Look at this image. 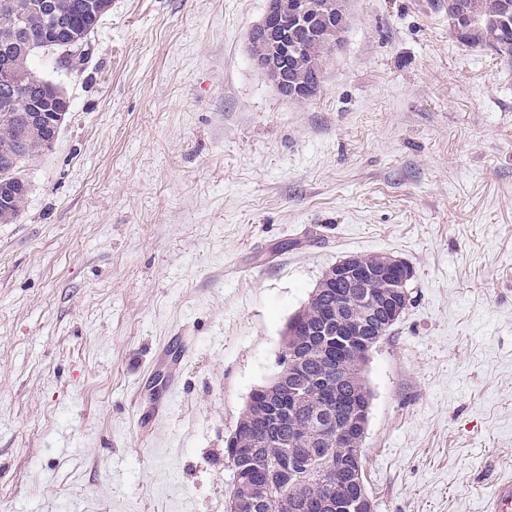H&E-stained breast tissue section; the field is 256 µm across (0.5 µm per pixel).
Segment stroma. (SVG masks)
<instances>
[{
  "mask_svg": "<svg viewBox=\"0 0 512 512\" xmlns=\"http://www.w3.org/2000/svg\"><path fill=\"white\" fill-rule=\"evenodd\" d=\"M444 3L350 0L302 103L250 62L266 0H112L88 57H35L70 110L0 224V512H226L288 320L374 255L413 277L365 365L373 512H484L512 478V63Z\"/></svg>",
  "mask_w": 512,
  "mask_h": 512,
  "instance_id": "obj_1",
  "label": "stroma"
}]
</instances>
